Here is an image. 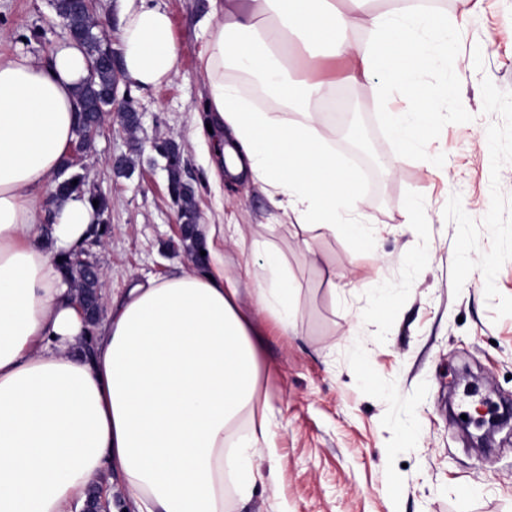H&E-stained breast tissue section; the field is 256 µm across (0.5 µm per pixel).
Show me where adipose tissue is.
<instances>
[{
	"instance_id": "obj_1",
	"label": "adipose tissue",
	"mask_w": 512,
	"mask_h": 512,
	"mask_svg": "<svg viewBox=\"0 0 512 512\" xmlns=\"http://www.w3.org/2000/svg\"><path fill=\"white\" fill-rule=\"evenodd\" d=\"M320 2L209 0L195 47L208 117L196 134L226 137L210 166L213 186L227 175L262 184L276 218L373 251L376 239L350 219L358 191L330 147L336 131L319 116L336 97V74L291 73V42L349 60L348 82L368 83L379 98H413L389 115L405 152L433 124L422 90L448 52V23L389 0ZM120 37L129 81L147 89L176 75L182 49L161 7L121 0ZM86 75L72 45L46 62L0 58V512H71L112 474L132 512H224L225 481L244 496L275 480L274 469L255 464L274 445L272 403L259 427L237 429L262 373L241 297L281 335L295 333L288 259L267 240L247 239L244 225H207V270L133 284L86 331L57 260L89 237L96 213L79 196L45 204L75 138V92ZM228 242L249 244L260 272L227 273Z\"/></svg>"
}]
</instances>
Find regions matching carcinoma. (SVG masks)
Listing matches in <instances>:
<instances>
[{
    "mask_svg": "<svg viewBox=\"0 0 512 512\" xmlns=\"http://www.w3.org/2000/svg\"><path fill=\"white\" fill-rule=\"evenodd\" d=\"M58 16L64 21L71 37L79 42L80 50L88 62L87 76L77 88L78 109L76 116V138L73 145L84 154L93 144V136L88 133V127L94 120H101L105 114L112 111V90L117 85L119 77L112 49L104 44L105 34L98 30L97 23L84 11L76 7L75 0H55ZM154 150L168 162L171 169V181L168 193L173 203L178 207L180 219L185 223L184 237H194V224L197 221L195 195L192 187L184 179V162L180 146L171 139L154 144ZM75 164L63 161L61 175L54 197L66 198L72 194L88 196V201H98L95 212L102 216L108 209L107 202L94 195H87L85 176L72 171ZM77 184H72V181ZM59 265L74 290V299L79 308L94 299V288L98 287L97 279L87 266L77 260L73 253L63 254Z\"/></svg>",
    "mask_w": 512,
    "mask_h": 512,
    "instance_id": "carcinoma-1",
    "label": "carcinoma"
}]
</instances>
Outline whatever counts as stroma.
Returning a JSON list of instances; mask_svg holds the SVG:
<instances>
[{"mask_svg":"<svg viewBox=\"0 0 512 512\" xmlns=\"http://www.w3.org/2000/svg\"><path fill=\"white\" fill-rule=\"evenodd\" d=\"M157 2L182 47L178 72L156 89L119 81V97L143 114L144 147L123 177L112 159L130 155L128 135L111 117L95 137L82 172L108 203V232L86 249L109 297L193 266L151 147L172 137L184 147L199 224L266 225L286 255L298 333L257 323L269 367L258 396L281 422L271 451L278 486L228 495L226 512H512V433L497 434L489 453L464 437L480 433L474 408L485 397L512 400V0L438 9L469 21L426 78L435 122L413 151L400 152L387 126L404 99L382 105L367 84L338 85L361 109L374 150L395 163L377 172L343 139L333 143L377 235L375 255L340 235L272 226L267 195L243 182L225 181L216 209L210 157L192 124L205 115L194 47L208 0ZM68 41L54 0H0V54L45 61ZM412 209L422 222L409 227ZM357 346L370 356L367 371L350 362Z\"/></svg>","mask_w":512,"mask_h":512,"instance_id":"obj_1","label":"stroma"}]
</instances>
